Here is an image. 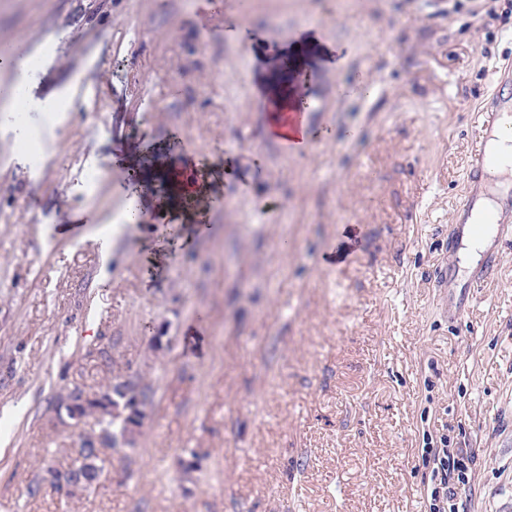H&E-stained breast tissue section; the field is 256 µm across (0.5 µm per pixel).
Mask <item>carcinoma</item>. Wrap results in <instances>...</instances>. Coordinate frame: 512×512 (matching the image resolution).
I'll return each instance as SVG.
<instances>
[{
  "label": "carcinoma",
  "instance_id": "cac0c4a2",
  "mask_svg": "<svg viewBox=\"0 0 512 512\" xmlns=\"http://www.w3.org/2000/svg\"><path fill=\"white\" fill-rule=\"evenodd\" d=\"M71 394L84 401L92 414L108 419V425L118 426L126 442L135 441L143 425L147 396L136 390L131 382L115 380L94 394L76 387ZM100 452L94 442H81L72 464L64 470H55L57 488L67 491L71 487L91 488L97 484L103 477Z\"/></svg>",
  "mask_w": 512,
  "mask_h": 512
}]
</instances>
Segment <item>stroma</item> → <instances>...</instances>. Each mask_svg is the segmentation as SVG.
<instances>
[{
	"mask_svg": "<svg viewBox=\"0 0 512 512\" xmlns=\"http://www.w3.org/2000/svg\"><path fill=\"white\" fill-rule=\"evenodd\" d=\"M309 28L289 68L322 108L288 154L252 76ZM0 40L73 97L26 113L37 167L0 112V512H429L443 435L476 458L465 512H512V240L463 320L435 282L505 0H0ZM174 146L222 176L171 242L150 179L118 218ZM116 377L147 395L136 443L59 491L100 423L56 405Z\"/></svg>",
	"mask_w": 512,
	"mask_h": 512,
	"instance_id": "stroma-1",
	"label": "stroma"
}]
</instances>
